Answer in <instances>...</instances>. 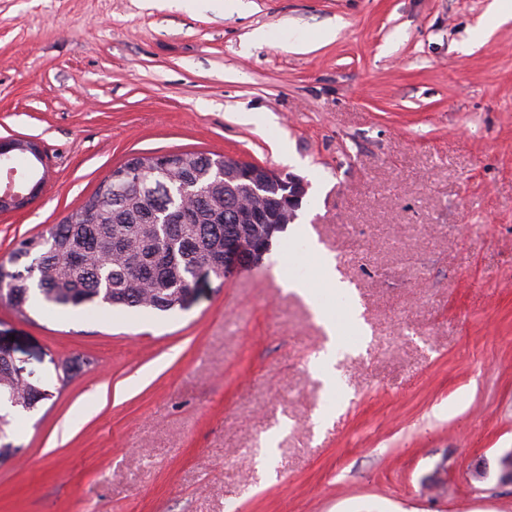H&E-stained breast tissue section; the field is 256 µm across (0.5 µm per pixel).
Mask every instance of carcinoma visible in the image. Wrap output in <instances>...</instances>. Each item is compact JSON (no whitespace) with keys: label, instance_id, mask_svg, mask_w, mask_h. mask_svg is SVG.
<instances>
[{"label":"carcinoma","instance_id":"obj_1","mask_svg":"<svg viewBox=\"0 0 512 512\" xmlns=\"http://www.w3.org/2000/svg\"><path fill=\"white\" fill-rule=\"evenodd\" d=\"M177 156L172 168L163 167L160 155L128 159L119 169L134 167L132 181L104 177L61 223L18 240L0 298L23 316L34 299L51 312L80 311L89 318L114 308H180L195 267L224 249V235L237 223L218 159L195 151ZM186 198L188 223L181 221ZM0 398L9 407L0 417V457H11L17 452L9 441L15 414L34 411L41 398L1 365Z\"/></svg>","mask_w":512,"mask_h":512}]
</instances>
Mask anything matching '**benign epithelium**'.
Here are the masks:
<instances>
[{"label":"benign epithelium","mask_w":512,"mask_h":512,"mask_svg":"<svg viewBox=\"0 0 512 512\" xmlns=\"http://www.w3.org/2000/svg\"><path fill=\"white\" fill-rule=\"evenodd\" d=\"M21 149L44 161L39 145L31 140L0 139V157L8 152ZM275 181H282L279 173L269 168L255 164L247 169L243 168L239 159L231 156L224 157V182L240 184V191L244 195L240 203L243 220L250 219L255 224H267V213L262 211L265 196L263 189L271 186ZM44 186V178L33 180L26 189L19 190L13 181H8L0 191V210L12 211L26 207L37 197ZM307 184L298 178L288 177V194L280 200L277 209V223L268 224V227L256 238L240 235L224 242V253H217L211 260L195 269V276L201 274L224 273V279L229 280L240 270L256 268L263 263L264 256L269 252L276 232L295 219V212L301 207L302 200L307 194ZM497 479L502 485L512 486V448L505 451L497 460Z\"/></svg>","instance_id":"obj_1"}]
</instances>
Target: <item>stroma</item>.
<instances>
[{
    "label": "stroma",
    "instance_id": "obj_1",
    "mask_svg": "<svg viewBox=\"0 0 512 512\" xmlns=\"http://www.w3.org/2000/svg\"><path fill=\"white\" fill-rule=\"evenodd\" d=\"M491 2L0 0V138L48 168L0 214V259L132 156L226 154L307 183L296 221L371 330L284 232L182 310L0 302V346L51 394L16 421L0 512H512L471 475L512 448V19L475 39ZM43 186V176L39 179H33V181L27 185L25 190L17 189L12 180L8 181L4 189L0 191V210L12 211L25 208L41 193ZM306 255L317 260V275L321 285L330 288L337 296L346 298L349 322L354 328L362 330L360 312L356 303L349 298L348 288L336 277L335 262L317 249L309 250ZM318 321L323 325L326 335L329 337V341L326 346V351L322 352L320 358V364L327 373L329 379V386L331 389H336V375L333 365L336 357V336H339L336 328V323L329 318L318 314Z\"/></svg>",
    "mask_w": 512,
    "mask_h": 512
}]
</instances>
